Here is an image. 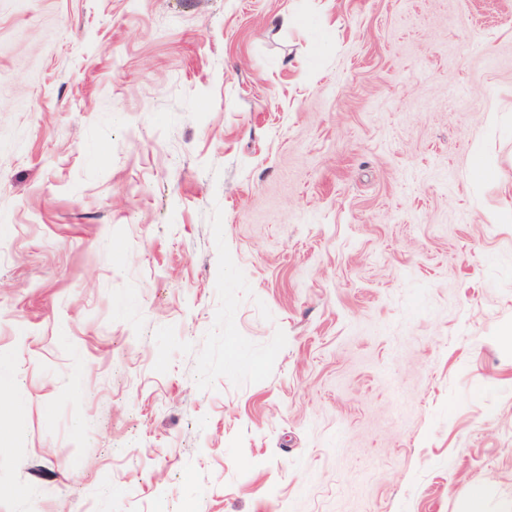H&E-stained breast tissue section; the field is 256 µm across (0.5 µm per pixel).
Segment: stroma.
<instances>
[{
	"mask_svg": "<svg viewBox=\"0 0 512 512\" xmlns=\"http://www.w3.org/2000/svg\"><path fill=\"white\" fill-rule=\"evenodd\" d=\"M510 210L512 0H0V512H501Z\"/></svg>",
	"mask_w": 512,
	"mask_h": 512,
	"instance_id": "1",
	"label": "stroma"
}]
</instances>
